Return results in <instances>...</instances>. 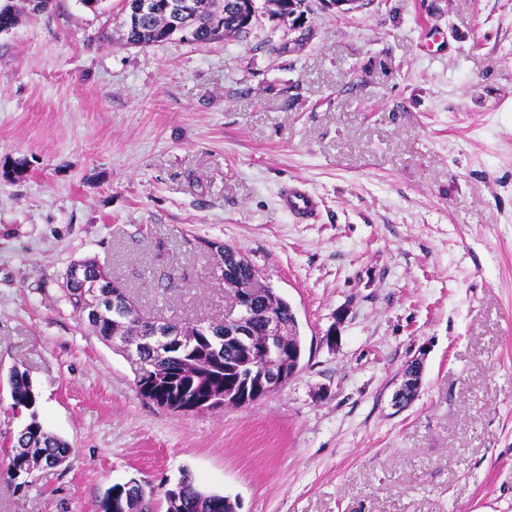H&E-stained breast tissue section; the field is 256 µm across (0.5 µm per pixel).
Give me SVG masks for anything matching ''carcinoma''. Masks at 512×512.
Returning <instances> with one entry per match:
<instances>
[{"mask_svg": "<svg viewBox=\"0 0 512 512\" xmlns=\"http://www.w3.org/2000/svg\"><path fill=\"white\" fill-rule=\"evenodd\" d=\"M138 0H123V8L131 20L123 23L126 44L147 47L174 38L190 44H206L224 37H237L247 31L238 9V0H187L190 3L188 28L170 25L171 9L175 0H154L155 8L138 18L134 17ZM52 0H0V32L17 26L26 15L47 11ZM224 280L233 281L243 292L257 270L241 252L220 244L214 250ZM65 297L73 312L85 317L89 302L97 294L106 296L99 317L88 319L93 334L111 341L116 335L127 342H135L160 325L174 336L182 337L183 345L163 353L150 345L140 344L145 371L137 380L141 397L158 406L173 410L193 401L239 389L249 375L257 374L250 359L251 346L242 344L235 336L231 322L211 321L207 324L168 321L161 323L139 316L137 307L126 286L112 275V271L92 257L82 258L67 268L64 282ZM273 310L284 330L283 342L297 344L295 313L288 302L272 288L258 299L249 302V322L252 343L266 340L263 314ZM10 397L17 409L29 411L30 421L23 427L12 445L7 474L16 480L30 477L45 466L52 467L58 458L70 454L67 443L47 433L37 419L35 407L38 394L25 373L15 370L9 377ZM164 501L165 512H235L239 502L229 496L202 489L194 478L181 474L174 492H158L149 483L132 478L108 487L99 501V512H158L159 501Z\"/></svg>", "mask_w": 512, "mask_h": 512, "instance_id": "carcinoma-1", "label": "carcinoma"}]
</instances>
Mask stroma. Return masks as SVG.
Here are the masks:
<instances>
[{"label":"stroma","instance_id":"1","mask_svg":"<svg viewBox=\"0 0 512 512\" xmlns=\"http://www.w3.org/2000/svg\"><path fill=\"white\" fill-rule=\"evenodd\" d=\"M303 11L139 48L122 0H55L0 33V512H99L113 484L185 471L238 512H512V0ZM292 181L314 222L282 210ZM201 239L290 303L305 355L249 406L177 414L62 282L93 257L143 317L220 319ZM15 369L70 446L22 488Z\"/></svg>","mask_w":512,"mask_h":512}]
</instances>
